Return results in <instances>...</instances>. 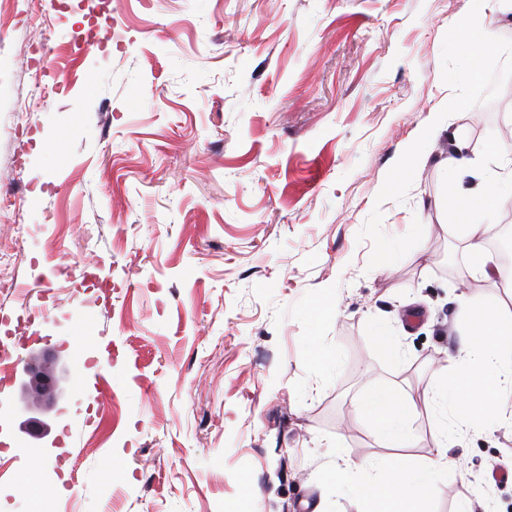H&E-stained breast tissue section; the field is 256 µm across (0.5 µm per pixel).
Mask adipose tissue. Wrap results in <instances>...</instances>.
Returning <instances> with one entry per match:
<instances>
[{"mask_svg": "<svg viewBox=\"0 0 512 512\" xmlns=\"http://www.w3.org/2000/svg\"><path fill=\"white\" fill-rule=\"evenodd\" d=\"M457 199L470 206L462 230L478 280L505 279L504 268L487 251L482 220L500 201L497 185L493 179H482L477 189L459 191ZM465 312L467 336L436 393L397 396L380 392L362 400L361 407L384 446L402 451L412 446L415 435L408 423L435 398L450 401L464 422L476 425L489 417L504 421L512 415V310L487 306L473 292L466 298ZM458 437V432L441 431L442 452L437 457L419 460L403 453L387 469L366 474L364 492L371 500V512H430L433 479L448 464L445 448Z\"/></svg>", "mask_w": 512, "mask_h": 512, "instance_id": "adipose-tissue-1", "label": "adipose tissue"}]
</instances>
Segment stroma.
Segmentation results:
<instances>
[{"label": "stroma", "instance_id": "35a3bbf8", "mask_svg": "<svg viewBox=\"0 0 512 512\" xmlns=\"http://www.w3.org/2000/svg\"><path fill=\"white\" fill-rule=\"evenodd\" d=\"M441 106L428 161L393 185ZM458 135L512 148V0H34L11 18L0 281L32 290L0 293V315L39 314L22 355L54 354L57 405L30 438L22 367L7 378L0 512H362L336 459L391 451L358 400L435 386L466 332L470 259L439 209ZM320 303L335 316L313 320ZM448 457L432 512H512V424Z\"/></svg>", "mask_w": 512, "mask_h": 512}]
</instances>
